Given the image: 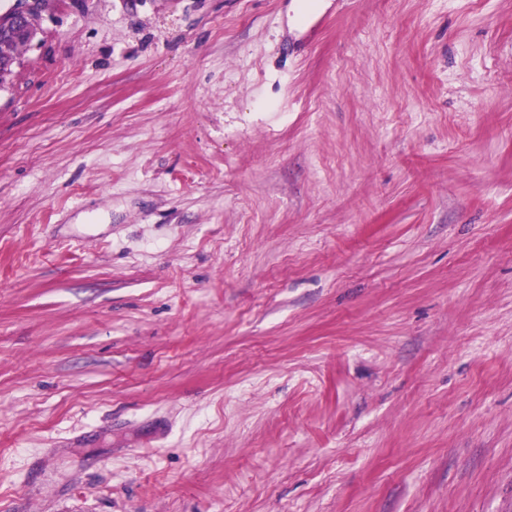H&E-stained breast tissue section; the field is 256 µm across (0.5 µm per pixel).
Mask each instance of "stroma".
<instances>
[{
  "label": "stroma",
  "instance_id": "35a3bbf8",
  "mask_svg": "<svg viewBox=\"0 0 512 512\" xmlns=\"http://www.w3.org/2000/svg\"><path fill=\"white\" fill-rule=\"evenodd\" d=\"M305 5L0 87V512H512V0Z\"/></svg>",
  "mask_w": 512,
  "mask_h": 512
}]
</instances>
